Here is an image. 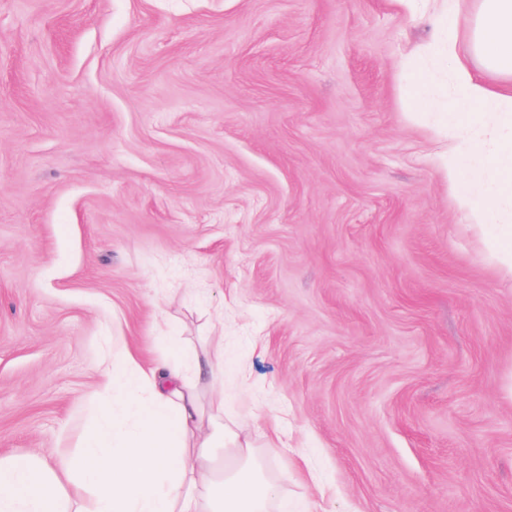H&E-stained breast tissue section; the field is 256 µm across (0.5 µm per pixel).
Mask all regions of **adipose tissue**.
Returning <instances> with one entry per match:
<instances>
[{"label":"adipose tissue","instance_id":"ef3b65f1","mask_svg":"<svg viewBox=\"0 0 512 512\" xmlns=\"http://www.w3.org/2000/svg\"><path fill=\"white\" fill-rule=\"evenodd\" d=\"M444 54L456 97L443 118L452 131L441 160L459 203L498 237L512 240V96L491 89L467 64L512 81V0H480L459 51L451 0ZM474 103L482 112H470ZM112 406L80 452L54 469L44 461L0 458V512H266L275 487L261 475L254 442L225 420L224 402L200 403L197 381L217 378L210 353L141 365L129 349L99 366Z\"/></svg>","mask_w":512,"mask_h":512}]
</instances>
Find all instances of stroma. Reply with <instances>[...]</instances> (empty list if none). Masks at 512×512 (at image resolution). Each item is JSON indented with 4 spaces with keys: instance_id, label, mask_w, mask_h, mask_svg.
<instances>
[{
    "instance_id": "stroma-1",
    "label": "stroma",
    "mask_w": 512,
    "mask_h": 512,
    "mask_svg": "<svg viewBox=\"0 0 512 512\" xmlns=\"http://www.w3.org/2000/svg\"><path fill=\"white\" fill-rule=\"evenodd\" d=\"M433 11L0 0V457L219 350L270 512H512V278L440 168Z\"/></svg>"
}]
</instances>
